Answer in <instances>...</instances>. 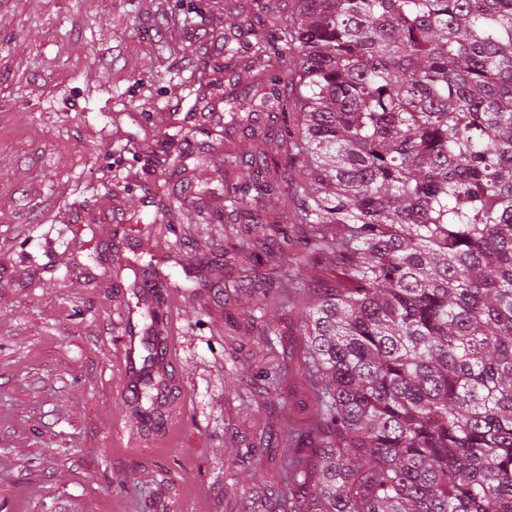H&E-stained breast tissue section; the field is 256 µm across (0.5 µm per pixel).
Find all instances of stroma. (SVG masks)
I'll return each instance as SVG.
<instances>
[{
    "label": "stroma",
    "instance_id": "35a3bbf8",
    "mask_svg": "<svg viewBox=\"0 0 512 512\" xmlns=\"http://www.w3.org/2000/svg\"><path fill=\"white\" fill-rule=\"evenodd\" d=\"M243 4L0 0V512H252L284 488L287 430L314 419L281 276L302 240L275 224L288 194L224 205L225 150L289 168L281 121L224 122L230 83L259 69ZM185 179L195 220L168 223L158 195ZM135 213L156 228L115 251ZM117 259L170 280L184 412L158 430L115 369Z\"/></svg>",
    "mask_w": 512,
    "mask_h": 512
}]
</instances>
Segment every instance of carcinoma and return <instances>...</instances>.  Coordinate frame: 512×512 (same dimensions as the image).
Segmentation results:
<instances>
[{
    "label": "carcinoma",
    "instance_id": "cac0c4a2",
    "mask_svg": "<svg viewBox=\"0 0 512 512\" xmlns=\"http://www.w3.org/2000/svg\"><path fill=\"white\" fill-rule=\"evenodd\" d=\"M268 72L230 121L276 109L304 225L336 285L300 311L314 423L288 432L308 512H512V0L267 2ZM234 208L278 193L264 152L228 150ZM137 416L159 425L164 314ZM321 443L315 461L305 443Z\"/></svg>",
    "mask_w": 512,
    "mask_h": 512
}]
</instances>
